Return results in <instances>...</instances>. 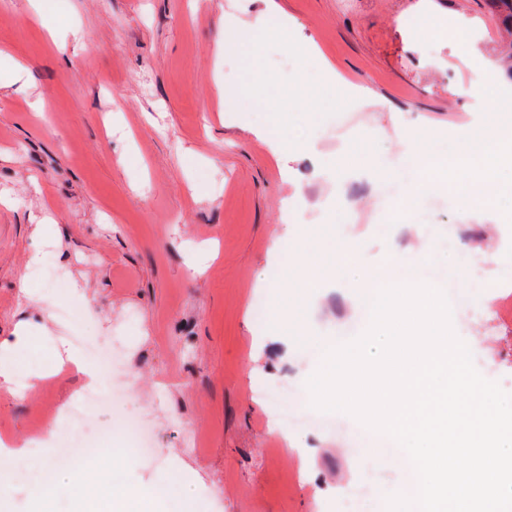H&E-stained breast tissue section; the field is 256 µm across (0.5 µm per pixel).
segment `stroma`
Instances as JSON below:
<instances>
[{
  "mask_svg": "<svg viewBox=\"0 0 512 512\" xmlns=\"http://www.w3.org/2000/svg\"><path fill=\"white\" fill-rule=\"evenodd\" d=\"M276 19L285 38L224 54L225 26ZM503 38L486 0H0V340L39 331L28 387L0 381V441L70 466L62 416L86 387L58 354L85 334L126 366L124 398L96 412L112 445L87 462L111 468L109 492L138 487L158 512H386L402 454L368 466L355 418L321 429L299 396L370 315L301 277L327 280L325 242L353 238L376 271L421 264L465 298L456 332L512 393V270L494 260L512 201L477 235L446 193L397 208L413 133L449 146L512 85L484 66ZM72 285L89 300L77 325L55 310ZM131 412L149 422L141 452Z\"/></svg>",
  "mask_w": 512,
  "mask_h": 512,
  "instance_id": "35a3bbf8",
  "label": "stroma"
}]
</instances>
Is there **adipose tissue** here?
Segmentation results:
<instances>
[{
  "label": "adipose tissue",
  "instance_id": "1",
  "mask_svg": "<svg viewBox=\"0 0 512 512\" xmlns=\"http://www.w3.org/2000/svg\"><path fill=\"white\" fill-rule=\"evenodd\" d=\"M495 110L458 131L454 155L437 148L433 136L426 131L416 136L414 160L418 176L404 190L406 199H417L421 192L440 190L454 197L466 213H492L500 196L512 195V174L506 164L512 158V92H499L494 98ZM463 171L462 181L449 178V169ZM48 477L38 484L37 507L59 495L77 501L97 496L102 474L77 475L74 471L44 462Z\"/></svg>",
  "mask_w": 512,
  "mask_h": 512
}]
</instances>
